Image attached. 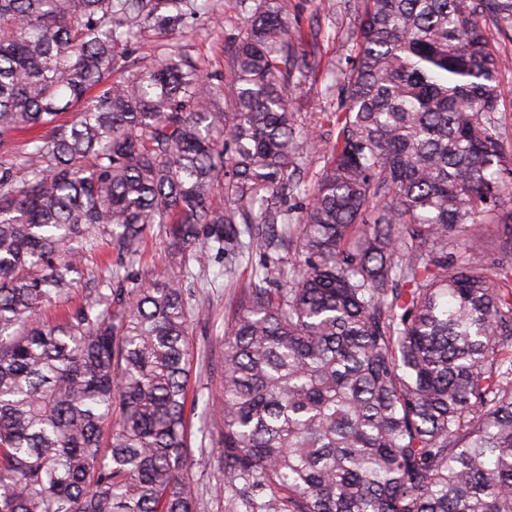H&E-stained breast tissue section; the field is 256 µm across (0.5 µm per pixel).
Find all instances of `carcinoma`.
Returning a JSON list of instances; mask_svg holds the SVG:
<instances>
[{"mask_svg":"<svg viewBox=\"0 0 512 512\" xmlns=\"http://www.w3.org/2000/svg\"><path fill=\"white\" fill-rule=\"evenodd\" d=\"M178 3L0 0V512H196L186 263L249 250L267 262L224 324L212 419L230 499L512 512L509 67L486 32L512 37V0H361L312 183L290 111L308 35L269 0L226 88L174 49L118 77L134 27ZM156 224L172 264L144 285L128 269ZM487 224L495 258L461 243ZM501 92L503 97L504 106H501L503 112L498 114L501 123L506 128L508 133L509 142L512 145V74L508 73L504 76L501 83Z\"/></svg>","mask_w":512,"mask_h":512,"instance_id":"obj_1","label":"carcinoma"}]
</instances>
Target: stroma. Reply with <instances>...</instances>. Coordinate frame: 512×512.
Here are the masks:
<instances>
[{"label":"stroma","instance_id":"1","mask_svg":"<svg viewBox=\"0 0 512 512\" xmlns=\"http://www.w3.org/2000/svg\"><path fill=\"white\" fill-rule=\"evenodd\" d=\"M259 0H208L205 11L183 9L175 14L160 11L156 17L135 29L128 53L127 69L135 70L161 58L170 46H177L183 60L218 80H228L231 48L248 26ZM289 27L314 30V50L320 60L316 71L302 79L294 110L299 129L310 132L317 149L306 152V176L314 178L326 163V149L336 142L332 119L347 97L345 73L356 56L359 0H275ZM259 256L241 259L232 270L217 260L195 267L190 282L194 300L204 309L205 318L196 322L189 338L194 352L190 395L209 403L214 410L224 406L222 389L224 319L232 315L236 289L247 285ZM169 266L167 239L154 230L143 246V255L134 267L142 282H152ZM190 453L184 472L195 489L197 512H236L234 504L218 489L224 480L216 432L207 431L206 420L192 414L188 421Z\"/></svg>","mask_w":512,"mask_h":512}]
</instances>
